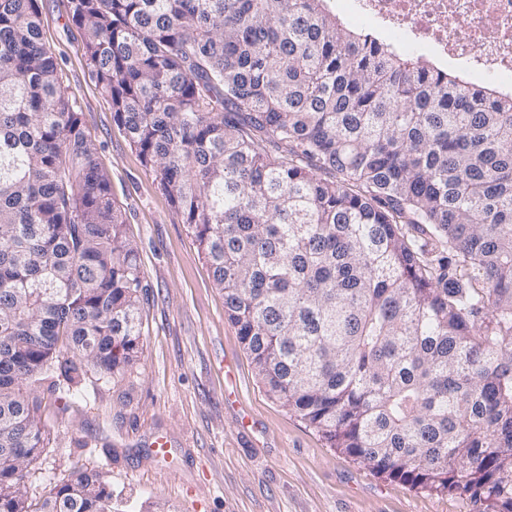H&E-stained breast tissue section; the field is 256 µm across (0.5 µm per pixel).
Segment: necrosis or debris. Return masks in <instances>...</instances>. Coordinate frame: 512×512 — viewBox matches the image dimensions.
Masks as SVG:
<instances>
[{
  "mask_svg": "<svg viewBox=\"0 0 512 512\" xmlns=\"http://www.w3.org/2000/svg\"><path fill=\"white\" fill-rule=\"evenodd\" d=\"M346 7L365 25L383 26L402 48L512 86V0H346Z\"/></svg>",
  "mask_w": 512,
  "mask_h": 512,
  "instance_id": "obj_1",
  "label": "necrosis or debris"
}]
</instances>
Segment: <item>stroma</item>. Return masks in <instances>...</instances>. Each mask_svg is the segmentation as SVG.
<instances>
[{
	"mask_svg": "<svg viewBox=\"0 0 512 512\" xmlns=\"http://www.w3.org/2000/svg\"><path fill=\"white\" fill-rule=\"evenodd\" d=\"M47 44L111 178L112 199L144 274L138 361L121 376L89 374L83 392L40 390L50 433L29 482L31 500L78 469L103 471L127 512H483L459 494L435 495L372 471L328 447L259 384L224 317L194 235L112 119L88 65L69 0H39ZM238 380L224 394V369ZM170 434V461L148 459L151 434Z\"/></svg>",
	"mask_w": 512,
	"mask_h": 512,
	"instance_id": "obj_1",
	"label": "stroma"
}]
</instances>
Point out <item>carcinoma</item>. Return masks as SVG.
<instances>
[{
  "instance_id": "carcinoma-1",
  "label": "carcinoma",
  "mask_w": 512,
  "mask_h": 512,
  "mask_svg": "<svg viewBox=\"0 0 512 512\" xmlns=\"http://www.w3.org/2000/svg\"><path fill=\"white\" fill-rule=\"evenodd\" d=\"M113 120L194 233L267 395L331 448L512 512V94L347 30L331 0H72ZM143 271L42 35L0 0V512L41 388L139 358Z\"/></svg>"
}]
</instances>
